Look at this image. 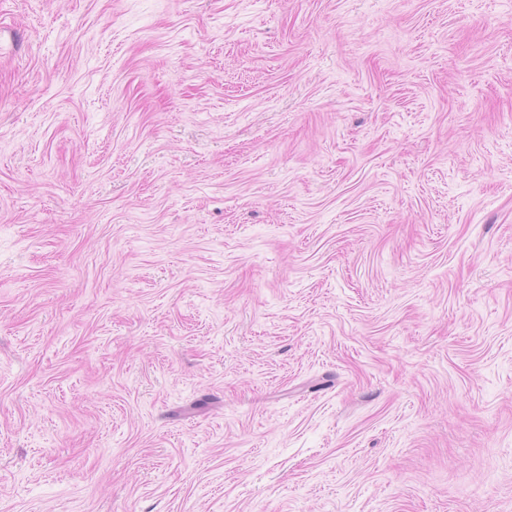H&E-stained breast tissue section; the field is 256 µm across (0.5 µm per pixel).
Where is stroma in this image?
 <instances>
[{"label":"stroma","mask_w":512,"mask_h":512,"mask_svg":"<svg viewBox=\"0 0 512 512\" xmlns=\"http://www.w3.org/2000/svg\"><path fill=\"white\" fill-rule=\"evenodd\" d=\"M0 512H512V0H0Z\"/></svg>","instance_id":"stroma-1"}]
</instances>
